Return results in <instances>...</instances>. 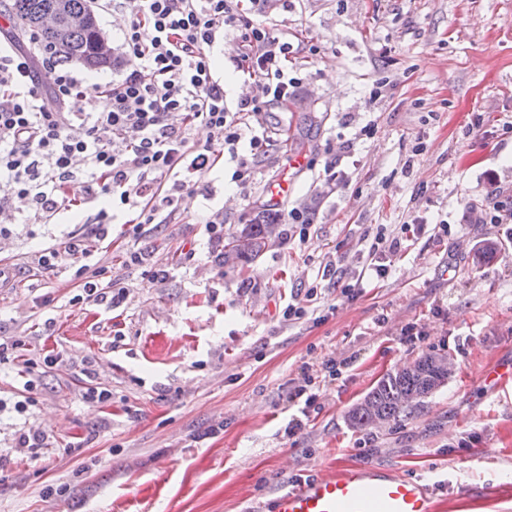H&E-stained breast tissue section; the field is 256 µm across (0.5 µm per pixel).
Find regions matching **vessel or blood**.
<instances>
[{
    "label": "vessel or blood",
    "instance_id": "1",
    "mask_svg": "<svg viewBox=\"0 0 512 512\" xmlns=\"http://www.w3.org/2000/svg\"><path fill=\"white\" fill-rule=\"evenodd\" d=\"M434 493L420 479L356 462L315 473L279 491L268 512H435Z\"/></svg>",
    "mask_w": 512,
    "mask_h": 512
}]
</instances>
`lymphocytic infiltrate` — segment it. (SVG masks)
<instances>
[{"label": "lymphocytic infiltrate", "mask_w": 512, "mask_h": 512, "mask_svg": "<svg viewBox=\"0 0 512 512\" xmlns=\"http://www.w3.org/2000/svg\"><path fill=\"white\" fill-rule=\"evenodd\" d=\"M128 3L125 70L106 85L77 79L45 43L30 57L0 40V211L25 224H48L61 211L108 198L109 207L88 217L82 234L55 240L37 263L74 267L86 300L110 306L124 290L102 285L97 244L117 214L135 212L139 228L154 223L211 171L216 144L235 162L234 180L247 182L266 153L268 133L244 136L240 113L285 104L298 84L288 74L287 33L248 20L236 0ZM229 30L239 33L236 68L262 90L261 98H239L233 112L210 66L211 51ZM41 66L57 72L47 93L38 84ZM91 93L106 95L109 109L82 111ZM197 127L208 130L207 145L192 140Z\"/></svg>", "instance_id": "1"}]
</instances>
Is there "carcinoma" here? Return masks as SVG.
Masks as SVG:
<instances>
[{"label":"carcinoma","mask_w":512,"mask_h":512,"mask_svg":"<svg viewBox=\"0 0 512 512\" xmlns=\"http://www.w3.org/2000/svg\"><path fill=\"white\" fill-rule=\"evenodd\" d=\"M55 0H10L7 11L13 23L25 31L38 35L54 47L64 62H77L88 68H101L113 63L97 48L96 26L91 25L64 35L43 31L35 23L36 16L52 6ZM271 222L247 224L224 243L223 261L226 265L247 262L259 256L268 247ZM439 355L429 354L395 374L383 376L349 412L351 424L367 428L382 420L388 424L397 421L419 401L448 380V372L438 364Z\"/></svg>","instance_id":"obj_1"}]
</instances>
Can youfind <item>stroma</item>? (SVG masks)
I'll return each instance as SVG.
<instances>
[{"label":"stroma","instance_id":"1","mask_svg":"<svg viewBox=\"0 0 512 512\" xmlns=\"http://www.w3.org/2000/svg\"><path fill=\"white\" fill-rule=\"evenodd\" d=\"M93 9L115 62L73 70L106 84L124 72L129 15ZM239 9L255 15L250 0ZM258 18L294 45L301 83L263 114L281 132L249 185L215 166L139 239L117 216L103 263L125 289L119 306L75 302L73 269L37 264L85 213L0 236L15 273L0 288V339L12 344L0 355V512H265L295 477L358 459L424 480L443 512H512V386L481 381L512 357V253L482 221L492 190L512 199V0H273ZM234 54L229 35L214 57L230 107L260 94ZM280 180L291 185L282 210L309 214V236L278 225L260 256L224 265L226 237L254 223ZM215 214L224 231L210 235ZM379 226L402 248L387 277L347 298L323 268L340 255L359 274L363 232ZM141 247L148 266L128 263ZM313 286L317 314L286 319ZM408 325L427 340L403 343ZM432 353L453 361L444 385L395 423L352 426L379 379ZM328 358L350 365L289 435V388ZM91 388L109 400L86 398ZM465 488L474 499H460Z\"/></svg>","mask_w":512,"mask_h":512}]
</instances>
